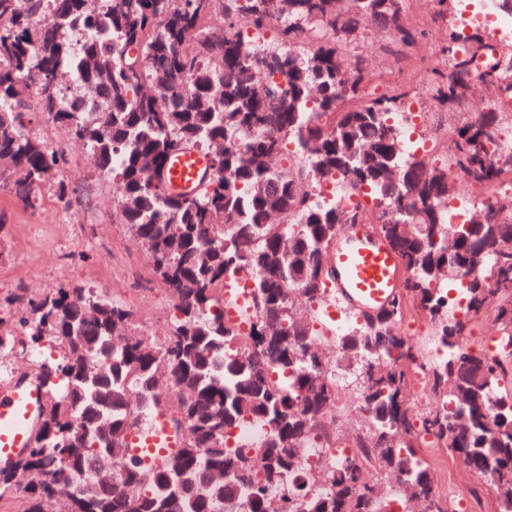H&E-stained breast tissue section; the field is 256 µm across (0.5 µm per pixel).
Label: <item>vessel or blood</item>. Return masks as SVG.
Masks as SVG:
<instances>
[{
  "instance_id": "vessel-or-blood-1",
  "label": "vessel or blood",
  "mask_w": 512,
  "mask_h": 512,
  "mask_svg": "<svg viewBox=\"0 0 512 512\" xmlns=\"http://www.w3.org/2000/svg\"><path fill=\"white\" fill-rule=\"evenodd\" d=\"M208 164L198 151L176 154L166 164L165 183L177 192H194ZM332 262L339 272L340 293L358 306L382 308L397 291L399 259L376 238L354 233L349 243L335 248ZM43 402V391L34 382L0 389V464L14 461L27 448Z\"/></svg>"
}]
</instances>
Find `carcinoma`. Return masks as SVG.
Masks as SVG:
<instances>
[{"label": "carcinoma", "mask_w": 512, "mask_h": 512, "mask_svg": "<svg viewBox=\"0 0 512 512\" xmlns=\"http://www.w3.org/2000/svg\"><path fill=\"white\" fill-rule=\"evenodd\" d=\"M430 2L448 60L431 72L432 98L459 118L443 165L407 155L391 122L406 94L360 97L366 75L347 53L366 21L401 31L405 0H0V187L30 206L49 186L72 205L64 150L47 152L27 129L29 113L47 115L112 177L176 310L148 335L122 301L60 286L0 313L1 360L49 351L33 367L41 417L30 447L0 468V501L20 495L26 512H54L61 496L68 512H215L220 501L224 512H395L412 501L448 512L429 438L493 478L496 512H512V351L462 345L467 322L487 313L512 340V202L454 226L445 211L450 171L477 186L512 174L504 114L472 111L471 92L476 81L493 100L512 97V44L457 31L448 15L459 0ZM243 26H275L282 41L252 53L234 32ZM293 141L302 162L272 166ZM185 149L213 162L190 197L163 179ZM329 176L336 201L320 203L309 185ZM366 192L371 211L351 203ZM355 222L375 226L405 274L392 302L354 310L338 336L322 320L335 301L329 253ZM461 270L473 272L464 319L445 288ZM237 274L253 277L244 329L224 315V281ZM410 311L429 318L444 359H420L395 335ZM336 344L361 376L351 402L365 416L344 458L326 452L336 447L328 414L345 395ZM414 368L433 400L421 414L411 412ZM157 414L180 447L147 464L128 436ZM246 417L267 428L257 445L232 440ZM306 448L325 452L305 467ZM365 468L393 476L398 497L366 482Z\"/></svg>", "instance_id": "obj_1"}]
</instances>
